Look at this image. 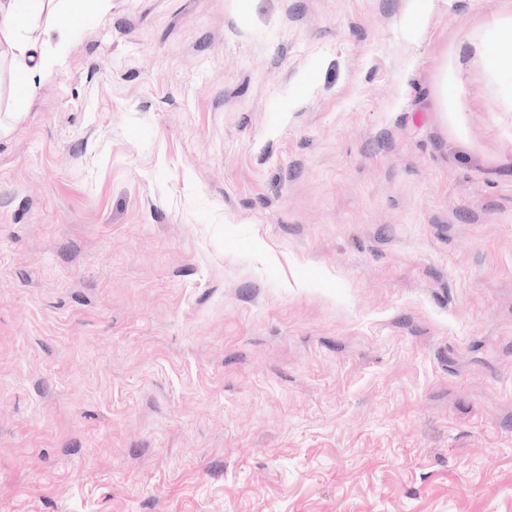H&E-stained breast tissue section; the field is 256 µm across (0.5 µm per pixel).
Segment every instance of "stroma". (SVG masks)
<instances>
[{"instance_id":"35a3bbf8","label":"stroma","mask_w":512,"mask_h":512,"mask_svg":"<svg viewBox=\"0 0 512 512\" xmlns=\"http://www.w3.org/2000/svg\"><path fill=\"white\" fill-rule=\"evenodd\" d=\"M511 17H87L0 136V512H512ZM512 31V19L509 23H496L489 31L486 39L480 43L479 52L488 69L495 72L510 73L512 78V55L502 54L497 50V42L501 33Z\"/></svg>"}]
</instances>
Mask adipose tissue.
Returning a JSON list of instances; mask_svg holds the SVG:
<instances>
[{
    "label": "adipose tissue",
    "instance_id": "adipose-tissue-1",
    "mask_svg": "<svg viewBox=\"0 0 512 512\" xmlns=\"http://www.w3.org/2000/svg\"><path fill=\"white\" fill-rule=\"evenodd\" d=\"M111 9L112 0H0V53L9 60L15 106L7 120H0V134L22 119L37 76L60 65L66 33L86 15Z\"/></svg>",
    "mask_w": 512,
    "mask_h": 512
}]
</instances>
